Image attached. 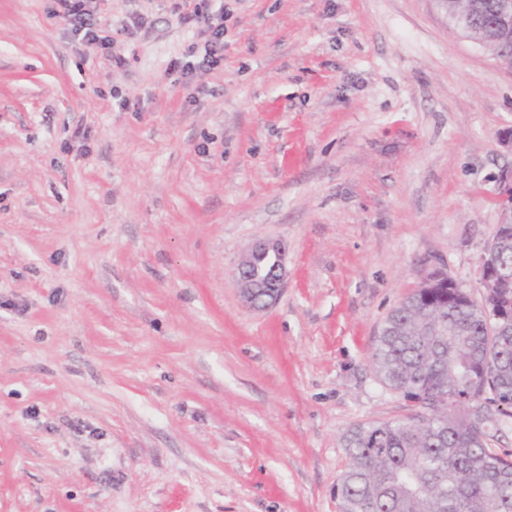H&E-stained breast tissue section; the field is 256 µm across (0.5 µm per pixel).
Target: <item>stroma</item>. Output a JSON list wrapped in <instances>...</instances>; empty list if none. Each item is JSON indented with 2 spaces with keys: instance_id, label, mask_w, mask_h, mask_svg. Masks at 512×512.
Instances as JSON below:
<instances>
[{
  "instance_id": "obj_1",
  "label": "stroma",
  "mask_w": 512,
  "mask_h": 512,
  "mask_svg": "<svg viewBox=\"0 0 512 512\" xmlns=\"http://www.w3.org/2000/svg\"><path fill=\"white\" fill-rule=\"evenodd\" d=\"M0 0V512H338L343 434L413 402L377 331L433 270L481 299L512 62L436 0ZM279 301L243 306L255 241ZM61 4L67 10L69 16L72 18L73 28L77 35L82 36L88 42L100 41L106 37L99 35L102 30L97 28V25L92 22V14L90 12V0H60ZM180 18L184 22H190L199 19H203L204 23L208 25L209 29H212L211 38L208 39L205 45V53L200 61L193 63L191 61H182L179 59L172 60L167 68V73L170 76H177L176 81L182 78H187L197 68L211 67L216 65L222 58L221 52L224 51V8L221 9L219 17L216 19V23L212 21V17H209L201 9V4H196L191 13H184L180 15ZM286 276L284 246L273 240L257 241L241 255L237 265L243 303L254 310L271 307L281 295Z\"/></svg>"
}]
</instances>
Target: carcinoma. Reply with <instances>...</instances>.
Instances as JSON below:
<instances>
[{"label":"carcinoma","mask_w":512,"mask_h":512,"mask_svg":"<svg viewBox=\"0 0 512 512\" xmlns=\"http://www.w3.org/2000/svg\"><path fill=\"white\" fill-rule=\"evenodd\" d=\"M372 363L390 389L438 405L343 435L340 512H512V453L489 447L463 408H494L492 428L512 418V335H494L479 304L426 280L387 315Z\"/></svg>","instance_id":"carcinoma-1"}]
</instances>
